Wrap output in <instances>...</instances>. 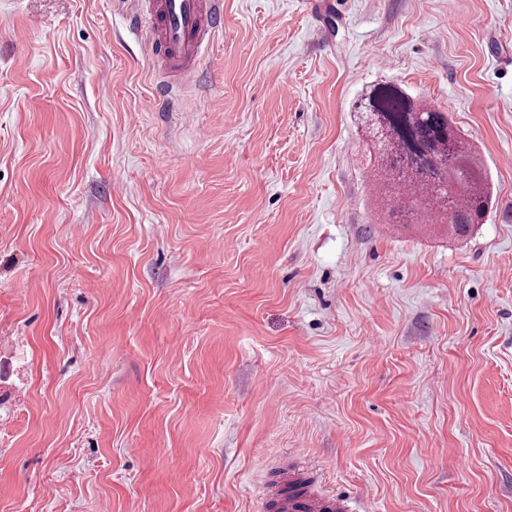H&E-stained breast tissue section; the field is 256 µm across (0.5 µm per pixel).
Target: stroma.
Returning a JSON list of instances; mask_svg holds the SVG:
<instances>
[{
    "mask_svg": "<svg viewBox=\"0 0 512 512\" xmlns=\"http://www.w3.org/2000/svg\"><path fill=\"white\" fill-rule=\"evenodd\" d=\"M223 2L155 112L125 0H0V512H512V0ZM382 82L478 145L467 240L387 223ZM271 506L278 512H361L336 493L310 494L288 481V490L273 494Z\"/></svg>",
    "mask_w": 512,
    "mask_h": 512,
    "instance_id": "35a3bbf8",
    "label": "stroma"
}]
</instances>
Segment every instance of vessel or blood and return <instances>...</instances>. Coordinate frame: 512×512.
Instances as JSON below:
<instances>
[{"label": "vessel or blood", "mask_w": 512, "mask_h": 512, "mask_svg": "<svg viewBox=\"0 0 512 512\" xmlns=\"http://www.w3.org/2000/svg\"><path fill=\"white\" fill-rule=\"evenodd\" d=\"M130 26L149 59L185 70L197 63L223 28L222 0H133ZM275 512H356L334 493L310 494L297 486L273 494Z\"/></svg>", "instance_id": "vessel-or-blood-1"}]
</instances>
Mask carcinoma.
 <instances>
[{
    "label": "carcinoma",
    "mask_w": 512,
    "mask_h": 512,
    "mask_svg": "<svg viewBox=\"0 0 512 512\" xmlns=\"http://www.w3.org/2000/svg\"><path fill=\"white\" fill-rule=\"evenodd\" d=\"M357 109L372 147L371 182L392 223L468 236L491 199L477 146L454 130L447 112L396 83L374 85Z\"/></svg>",
    "instance_id": "1"
}]
</instances>
